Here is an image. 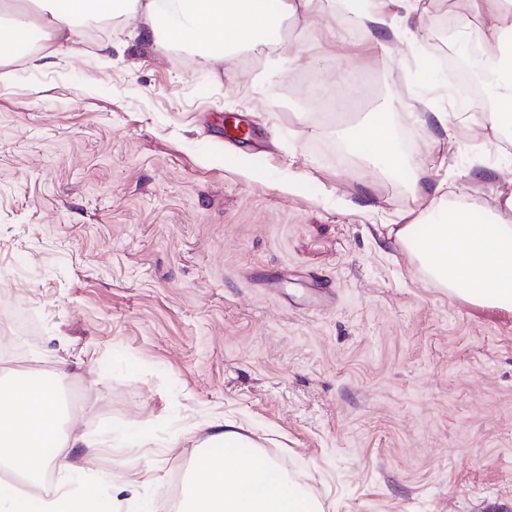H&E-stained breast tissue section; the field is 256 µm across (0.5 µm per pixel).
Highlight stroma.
Returning <instances> with one entry per match:
<instances>
[{
	"label": "stroma",
	"mask_w": 512,
	"mask_h": 512,
	"mask_svg": "<svg viewBox=\"0 0 512 512\" xmlns=\"http://www.w3.org/2000/svg\"><path fill=\"white\" fill-rule=\"evenodd\" d=\"M374 5L382 45L342 5L222 62L116 18L6 63L0 368L80 392L97 448L68 449L72 489L104 512H177L216 418L323 512H512V312L388 235L424 211L415 182L478 209L512 192V138L431 62L512 15ZM382 111L392 171L326 130Z\"/></svg>",
	"instance_id": "35a3bbf8"
}]
</instances>
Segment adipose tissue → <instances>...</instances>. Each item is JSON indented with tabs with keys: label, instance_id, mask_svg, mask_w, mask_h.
I'll return each mask as SVG.
<instances>
[{
	"label": "adipose tissue",
	"instance_id": "obj_1",
	"mask_svg": "<svg viewBox=\"0 0 512 512\" xmlns=\"http://www.w3.org/2000/svg\"><path fill=\"white\" fill-rule=\"evenodd\" d=\"M337 0H37L35 14L21 0H0V59L20 54L31 36L45 46L73 42L88 18H130L143 14L142 39L189 44L206 60L229 59L232 52L266 41L288 16L332 13ZM487 84L493 86L496 123L512 125V44L482 55ZM361 155L396 165L397 146L388 120L366 118L339 132ZM431 219L402 224L394 240L411 249L426 275L454 296L474 304L512 311V194L494 209L476 213L465 205L442 207L427 196ZM56 380L29 374L0 376V462L31 479L51 467L68 468L66 449L76 447L58 421ZM208 451L193 463L191 485L180 512H320L317 502L291 483L285 469L261 454L253 441L214 423ZM97 499L57 485L51 495L32 497L0 491V512H94Z\"/></svg>",
	"mask_w": 512,
	"mask_h": 512
}]
</instances>
